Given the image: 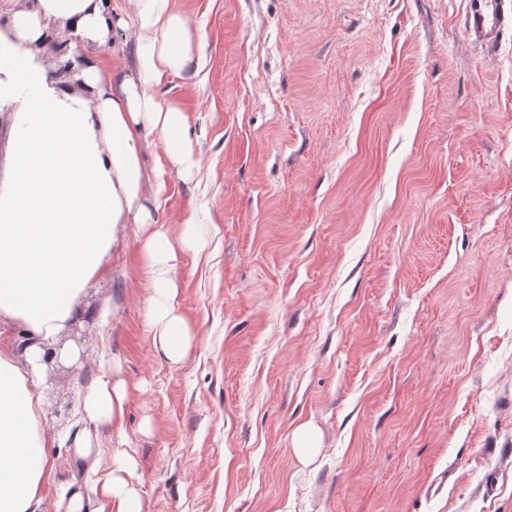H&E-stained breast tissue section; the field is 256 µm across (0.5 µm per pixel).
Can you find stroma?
<instances>
[{"instance_id":"1","label":"stroma","mask_w":512,"mask_h":512,"mask_svg":"<svg viewBox=\"0 0 512 512\" xmlns=\"http://www.w3.org/2000/svg\"><path fill=\"white\" fill-rule=\"evenodd\" d=\"M468 2L171 0L192 60L157 95L198 163L139 148L156 223L214 232L176 250L193 345L156 352L143 227L120 225L39 388L46 428L90 447L50 449L46 512H99L116 451L145 512H512V29L469 36ZM112 7L79 56L129 74L133 5ZM102 376L118 431L80 414ZM320 446V438L315 428L308 424L299 426L294 434L293 451L303 460H311Z\"/></svg>"}]
</instances>
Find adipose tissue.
I'll list each match as a JSON object with an SVG mask.
<instances>
[{
    "instance_id": "adipose-tissue-1",
    "label": "adipose tissue",
    "mask_w": 512,
    "mask_h": 512,
    "mask_svg": "<svg viewBox=\"0 0 512 512\" xmlns=\"http://www.w3.org/2000/svg\"><path fill=\"white\" fill-rule=\"evenodd\" d=\"M139 27L135 77L81 61L82 90L51 78L37 51L62 21L71 40L112 26V0H27L0 33V98L17 103L10 156L0 175V319L28 339L26 362L0 350V512H45L56 438L42 421L39 356L101 273L122 224H148V311L156 350L184 360L191 333L178 312L169 228L149 224L138 143L157 136L168 161L195 162L186 117L155 91L190 61L188 30L170 0H133ZM127 392L100 378L83 401L87 421L120 426ZM109 512H144L133 464L116 455L102 491Z\"/></svg>"
}]
</instances>
